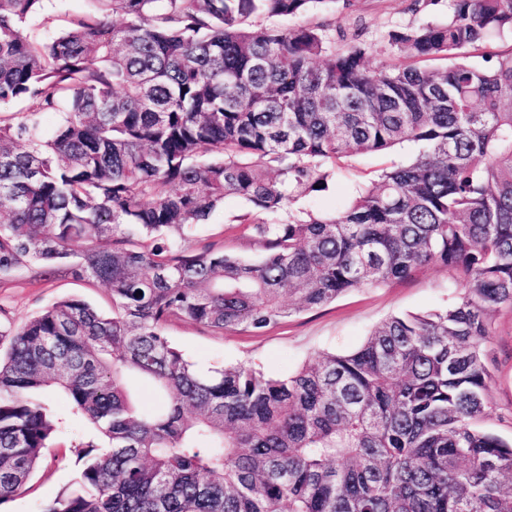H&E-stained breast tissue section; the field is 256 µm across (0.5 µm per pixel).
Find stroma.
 Returning <instances> with one entry per match:
<instances>
[{"label":"stroma","mask_w":512,"mask_h":512,"mask_svg":"<svg viewBox=\"0 0 512 512\" xmlns=\"http://www.w3.org/2000/svg\"><path fill=\"white\" fill-rule=\"evenodd\" d=\"M407 5L408 0H348L347 5L326 10L325 16L346 28L361 27L369 47V63L378 67L402 61L389 43V32L448 17V0H432L417 14L409 12ZM87 8L86 0H44L35 31L44 38L53 36ZM419 150L418 144L406 142L384 154L350 156L337 165L322 190L298 197L292 207L319 213L340 211L348 205L358 184L375 179L392 164L408 162ZM252 217L246 202L228 196L197 227L196 235L218 243L225 253L252 259L262 252L248 229ZM460 293L447 268L431 265L384 286L351 291L327 307L301 313L256 333L228 330L217 335L192 321L180 320L168 326L167 334L200 369L242 361L256 365L268 375L282 376L320 353L354 351L389 316L429 312L447 306ZM70 295L85 298L99 310L112 309L108 289L95 281L43 280L28 273L0 280V305H6L18 325L42 307ZM487 351L492 374V413L478 427L512 442V308L503 306L493 313ZM70 441V434L63 435L53 448L45 451L28 491L0 505V512H38L42 503L71 488L77 465Z\"/></svg>","instance_id":"obj_1"}]
</instances>
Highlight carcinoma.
I'll list each match as a JSON object with an SVG mask.
<instances>
[{"mask_svg":"<svg viewBox=\"0 0 512 512\" xmlns=\"http://www.w3.org/2000/svg\"><path fill=\"white\" fill-rule=\"evenodd\" d=\"M90 2L42 41V0H0V106L34 103L0 114V278L112 296L20 325L0 307V505L79 418L76 486L40 512H512V443L477 428L491 314L512 306V51L460 59L512 32V0H449L447 21L392 31L408 63L381 68L359 32L246 23L327 0ZM406 141L423 150L345 210L287 209L341 158ZM229 195L256 214L255 261L195 238ZM431 264L455 302L284 377L202 371L166 335L256 332ZM137 379L163 405L137 406Z\"/></svg>","mask_w":512,"mask_h":512,"instance_id":"carcinoma-1","label":"carcinoma"}]
</instances>
